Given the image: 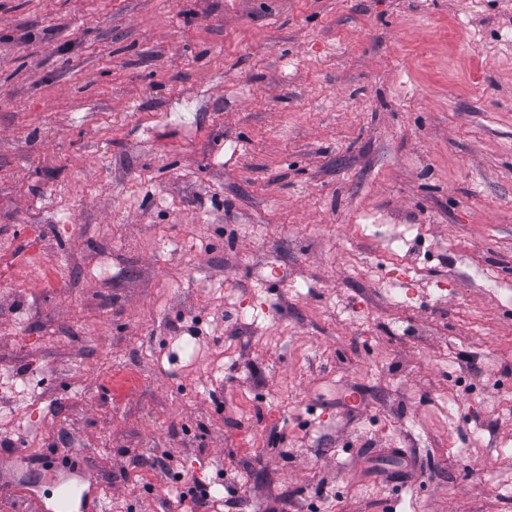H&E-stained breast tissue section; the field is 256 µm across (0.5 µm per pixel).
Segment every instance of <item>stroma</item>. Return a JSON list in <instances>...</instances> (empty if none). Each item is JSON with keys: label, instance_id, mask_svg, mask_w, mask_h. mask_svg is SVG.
I'll list each match as a JSON object with an SVG mask.
<instances>
[{"label": "stroma", "instance_id": "stroma-1", "mask_svg": "<svg viewBox=\"0 0 512 512\" xmlns=\"http://www.w3.org/2000/svg\"><path fill=\"white\" fill-rule=\"evenodd\" d=\"M510 291L512 0H0V512H512Z\"/></svg>", "mask_w": 512, "mask_h": 512}]
</instances>
